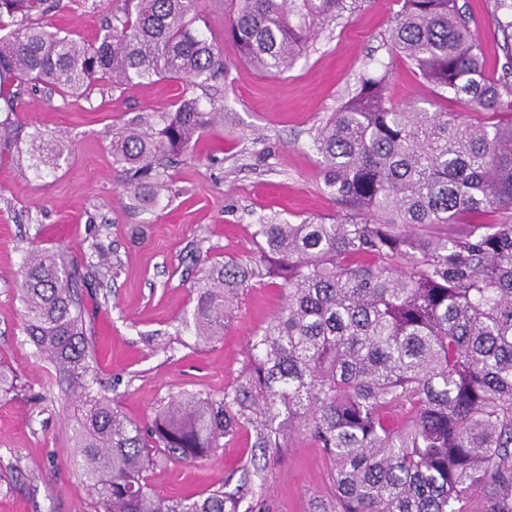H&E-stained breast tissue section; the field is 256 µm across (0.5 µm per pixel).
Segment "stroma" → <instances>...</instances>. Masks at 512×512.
<instances>
[{"label":"stroma","instance_id":"stroma-1","mask_svg":"<svg viewBox=\"0 0 512 512\" xmlns=\"http://www.w3.org/2000/svg\"><path fill=\"white\" fill-rule=\"evenodd\" d=\"M497 78L502 38L488 24L493 0H458ZM121 0H61L44 24L94 41ZM400 0H353L335 22L314 24L294 67L271 77L240 60L224 37V0H197L199 27L224 53L228 74L203 89L167 78L114 87L93 83L80 95L36 85L15 101L19 135L0 146V373L16 388L0 398V512H94L73 457L77 407L54 366L24 332L17 274L32 245L75 263L89 315L93 392L129 419L153 417L183 393L219 395L238 376L247 341L281 306L270 279L245 288L223 340L193 334L194 284L228 258L258 257L257 223L296 222L336 213L319 157L316 128L348 101L365 71L387 72L394 102L458 111L437 97L388 36ZM224 110L192 153L166 169L158 199L130 197L111 143L127 127L149 130L156 113L181 97ZM60 143L58 166L36 175L34 137ZM240 433L192 467L160 463L147 474L166 497L199 494L222 479L239 484L255 450ZM331 467L321 449L295 442L268 473L272 512H317Z\"/></svg>","mask_w":512,"mask_h":512}]
</instances>
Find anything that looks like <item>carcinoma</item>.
<instances>
[{"instance_id":"carcinoma-1","label":"carcinoma","mask_w":512,"mask_h":512,"mask_svg":"<svg viewBox=\"0 0 512 512\" xmlns=\"http://www.w3.org/2000/svg\"><path fill=\"white\" fill-rule=\"evenodd\" d=\"M60 0H0V112L10 87L61 94L224 77V54L196 28L195 0H124L87 42L35 22ZM344 0H224V37L241 60L279 76L305 49L310 22H333ZM490 22L507 46L485 76L477 32L458 0H402L389 33L459 112L393 103L383 75L363 78L318 127L312 148L336 216L255 225L262 267L230 258L195 287L198 338L220 341L246 283L278 279L281 309L252 337L237 379L219 396L186 394L147 422L91 390L78 267L49 249L28 253L18 288L26 336L81 407L75 452L95 512H269L270 461L305 438L331 465L322 512H512V119L491 117L512 97V0ZM224 113L181 98L157 132L112 142L126 192L161 188L159 166L189 154ZM61 150L33 148L38 173ZM471 221L461 236L412 227ZM262 461L243 483L162 497L146 473L160 460L194 465L242 431Z\"/></svg>"}]
</instances>
